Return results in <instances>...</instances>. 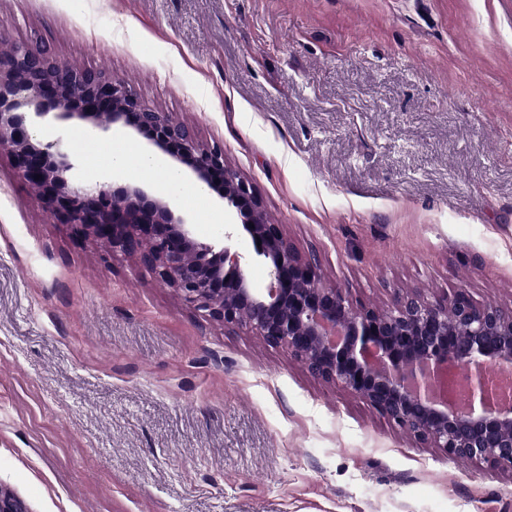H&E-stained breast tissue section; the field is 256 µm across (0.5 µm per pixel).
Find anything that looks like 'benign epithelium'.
Returning a JSON list of instances; mask_svg holds the SVG:
<instances>
[{
    "label": "benign epithelium",
    "instance_id": "7a95c632",
    "mask_svg": "<svg viewBox=\"0 0 512 512\" xmlns=\"http://www.w3.org/2000/svg\"><path fill=\"white\" fill-rule=\"evenodd\" d=\"M97 131L130 129L159 151L171 170L214 191L268 269L263 292L250 284L242 255L195 237L193 224L139 187L112 180L71 187L76 164L62 137L34 132L49 114ZM18 178L72 233L137 256L190 307L226 326L247 325L282 346L313 377L367 400L407 434L456 458L480 459L512 472V401L491 403L492 387L512 369V308L479 305L458 289L444 300L398 296L391 309L353 308L321 281L314 253L301 254L269 222L248 181L182 124L143 106L120 79L74 70L40 45L17 43L0 54V150ZM0 512H29L0 485Z\"/></svg>",
    "mask_w": 512,
    "mask_h": 512
}]
</instances>
